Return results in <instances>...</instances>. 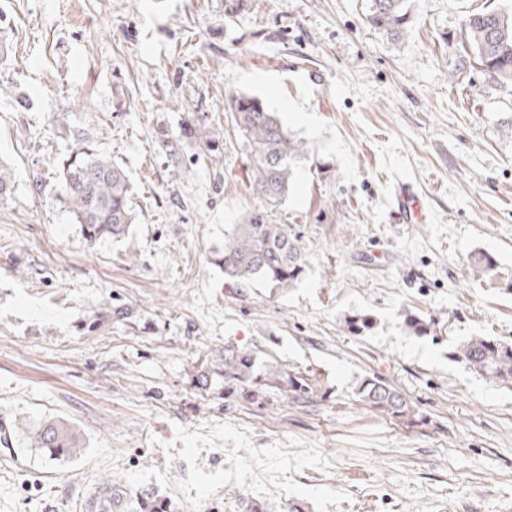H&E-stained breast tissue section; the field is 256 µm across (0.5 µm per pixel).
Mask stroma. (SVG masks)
I'll return each instance as SVG.
<instances>
[{"instance_id":"stroma-1","label":"stroma","mask_w":512,"mask_h":512,"mask_svg":"<svg viewBox=\"0 0 512 512\" xmlns=\"http://www.w3.org/2000/svg\"><path fill=\"white\" fill-rule=\"evenodd\" d=\"M409 4L395 41L368 0H0L15 182L0 200V427L63 418L85 444L69 460L0 447V512H78L113 473L172 512H512V389L454 356L472 336L512 343V90L452 70L465 13L512 0ZM232 92L309 148L267 213L304 248L288 290L237 287L218 261L228 226L261 207ZM190 124L223 133L219 155L182 138ZM77 132L130 179L122 240L88 243L56 199ZM398 177L430 222L398 221ZM357 312L375 319L360 336L343 328ZM408 313L427 335L405 331ZM228 345L311 393L225 396ZM366 376L420 423L360 405Z\"/></svg>"}]
</instances>
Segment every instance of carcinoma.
I'll use <instances>...</instances> for the list:
<instances>
[{"label": "carcinoma", "mask_w": 512, "mask_h": 512, "mask_svg": "<svg viewBox=\"0 0 512 512\" xmlns=\"http://www.w3.org/2000/svg\"><path fill=\"white\" fill-rule=\"evenodd\" d=\"M410 19L408 0H370L367 20L401 38ZM462 50L451 74L475 63L483 66L488 81L512 87V11L474 9L461 21ZM228 108L240 145L246 155L253 194L268 208L288 198L299 164L308 157L307 143L283 125L277 113L257 96L229 95ZM183 136L193 138L201 149L220 152V138L207 129L189 127ZM57 199L80 224L85 239L120 238L134 223L129 182L124 170L98 153L81 137L55 167ZM14 177L0 164V200L12 194ZM224 276L239 288L262 283L286 290L294 287L305 271L300 241L288 233L286 224H270L261 211H246L224 234L221 256ZM374 317L355 313L344 326L353 335L372 329ZM469 369L494 383L512 386V344L473 336L456 348ZM224 391L249 404H261L262 395L272 389H287L294 400L311 392L305 378L274 362H258V355L246 349L224 348ZM358 402L389 418L412 422L417 413L406 396L388 381L363 378L355 392ZM52 459H73L84 451L83 439L70 422L46 418L33 427L20 422L10 431H0V443L15 438ZM82 512H169L167 500L150 489H131L115 475L102 478L87 496Z\"/></svg>", "instance_id": "cac0c4a2"}]
</instances>
